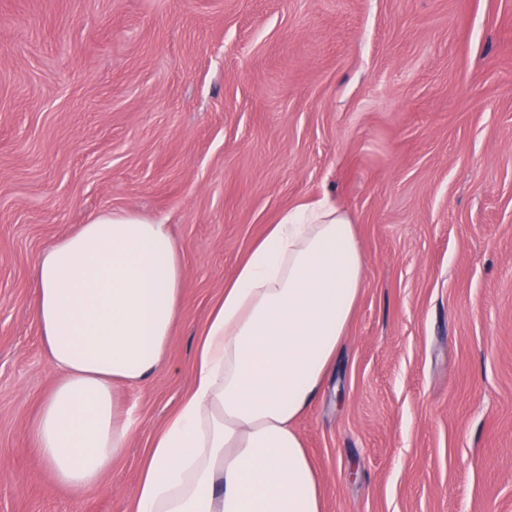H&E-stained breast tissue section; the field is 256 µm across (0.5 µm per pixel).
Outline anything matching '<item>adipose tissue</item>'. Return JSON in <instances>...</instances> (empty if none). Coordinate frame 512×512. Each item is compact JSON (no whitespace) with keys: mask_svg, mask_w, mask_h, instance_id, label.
I'll list each match as a JSON object with an SVG mask.
<instances>
[{"mask_svg":"<svg viewBox=\"0 0 512 512\" xmlns=\"http://www.w3.org/2000/svg\"><path fill=\"white\" fill-rule=\"evenodd\" d=\"M349 214L296 204L225 284L196 345L193 388L152 448L125 512H324L296 419L328 376L363 288ZM35 314L62 376L34 446L55 481L103 487L133 421L113 395L167 366L183 315L181 252L164 220L112 210L34 261Z\"/></svg>","mask_w":512,"mask_h":512,"instance_id":"adipose-tissue-1","label":"adipose tissue"}]
</instances>
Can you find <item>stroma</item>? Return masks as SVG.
I'll use <instances>...</instances> for the list:
<instances>
[{
	"mask_svg": "<svg viewBox=\"0 0 512 512\" xmlns=\"http://www.w3.org/2000/svg\"><path fill=\"white\" fill-rule=\"evenodd\" d=\"M322 199L364 254L296 422L324 512H512V0H0V512H123L225 283ZM107 210L169 225L184 315L75 494L30 435L57 378L31 273Z\"/></svg>",
	"mask_w": 512,
	"mask_h": 512,
	"instance_id": "35a3bbf8",
	"label": "stroma"
}]
</instances>
